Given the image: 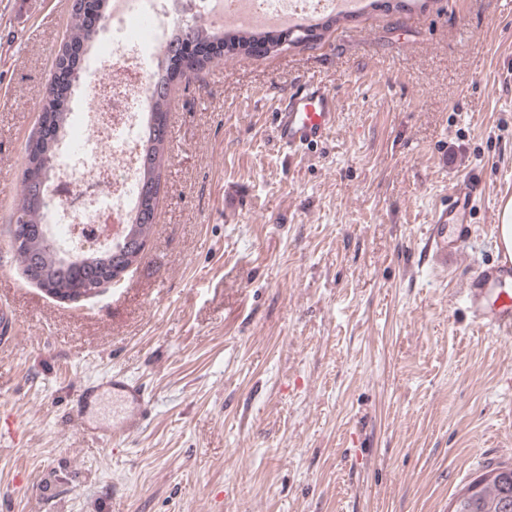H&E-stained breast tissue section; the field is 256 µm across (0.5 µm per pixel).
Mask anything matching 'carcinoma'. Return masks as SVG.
Masks as SVG:
<instances>
[{
  "instance_id": "1",
  "label": "carcinoma",
  "mask_w": 512,
  "mask_h": 512,
  "mask_svg": "<svg viewBox=\"0 0 512 512\" xmlns=\"http://www.w3.org/2000/svg\"><path fill=\"white\" fill-rule=\"evenodd\" d=\"M88 8L80 0H73L69 16V40L90 42L96 30L88 23ZM191 38L206 42L218 48L216 55L234 56L241 51L251 49L254 44L275 49L283 41V33L266 31L243 36L237 32L218 34L202 26L192 25L186 29H176L172 41ZM210 58H195L186 62L185 68L175 74L169 69H157L153 85L170 86L175 76L187 72L203 71ZM71 81H56L53 92L46 95L39 130L29 137L26 146L27 166L23 172L22 199L18 208V222L9 225L11 238L19 241L15 249L17 260L23 266L26 278L43 290L58 296H66L75 289L89 291L98 283L100 277L111 269H126L141 259L143 251L135 252L124 241L110 251L90 252L74 256H65L55 251L43 232L46 224V204L44 197L33 190L31 182L40 180L55 168L59 154V133L63 131L70 114ZM171 105L170 91L150 97V118L142 139V163L140 171L141 192L134 220L128 225V231L136 232L140 245L146 242L152 232L162 180V169L166 162L167 143L169 141L167 115ZM512 494V471L503 483L494 481L483 486L485 504L491 505L500 498L503 491Z\"/></svg>"
}]
</instances>
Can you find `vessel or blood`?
<instances>
[{"mask_svg": "<svg viewBox=\"0 0 512 512\" xmlns=\"http://www.w3.org/2000/svg\"><path fill=\"white\" fill-rule=\"evenodd\" d=\"M337 115L334 90L327 84L310 81L275 113L273 134L284 151L297 155L324 140L335 126ZM482 180L481 171H471L449 188L447 204L433 212L427 247L435 267L447 268L461 254V244L470 232L475 188ZM463 294L474 324L501 335L512 334V260L503 257L481 268L466 280ZM107 395L112 398V427L108 430L87 419ZM78 402L84 433L98 436L108 431L116 438L134 432L148 407L144 389L121 373L85 384Z\"/></svg>", "mask_w": 512, "mask_h": 512, "instance_id": "1", "label": "vessel or blood"}]
</instances>
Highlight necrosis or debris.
<instances>
[{"label": "necrosis or debris", "instance_id": "necrosis-or-debris-1", "mask_svg": "<svg viewBox=\"0 0 512 512\" xmlns=\"http://www.w3.org/2000/svg\"><path fill=\"white\" fill-rule=\"evenodd\" d=\"M214 0H120L112 11L115 36L98 58L102 76L86 88L89 101L62 145L73 175L50 177L54 202L46 219L63 250L97 251L116 242L130 223L138 192L141 128L149 110L152 62L173 32L171 20L190 10L210 20ZM324 0H226L225 15L254 22L291 10L318 15Z\"/></svg>", "mask_w": 512, "mask_h": 512}]
</instances>
